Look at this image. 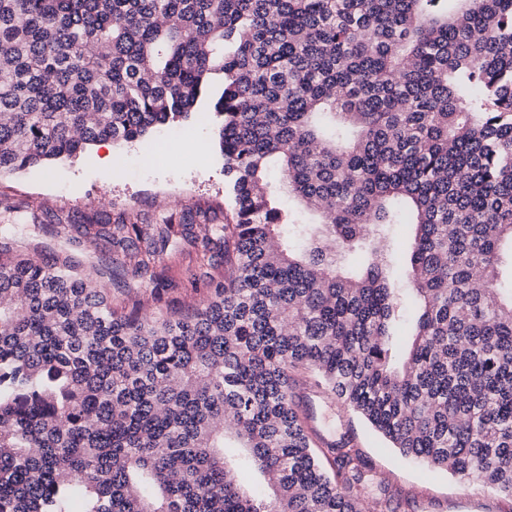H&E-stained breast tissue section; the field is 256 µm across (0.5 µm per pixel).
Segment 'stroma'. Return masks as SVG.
I'll list each match as a JSON object with an SVG mask.
<instances>
[{"instance_id":"stroma-1","label":"stroma","mask_w":512,"mask_h":512,"mask_svg":"<svg viewBox=\"0 0 512 512\" xmlns=\"http://www.w3.org/2000/svg\"><path fill=\"white\" fill-rule=\"evenodd\" d=\"M110 168H103V154ZM233 196L224 176V160L213 122L192 115L181 125L152 134L149 141L103 148L96 144L73 160L56 161L13 174H0V231L14 234L25 253L50 257L71 251L65 238L39 232L42 224H156L168 216L205 213L216 223L233 214ZM74 252V251H71ZM87 274L110 270L112 304L120 310L139 304L161 318L201 305L224 278V258L201 263L195 247L181 244L164 256L154 282L133 276L122 252L105 243L74 252ZM298 411L309 431L333 439L348 437L367 461L377 485L364 496L374 501L378 485L395 490L393 512H505L508 498L465 487L445 470H430L401 456L356 414L338 420L325 390L303 371L293 375Z\"/></svg>"}]
</instances>
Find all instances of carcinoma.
I'll return each mask as SVG.
<instances>
[{"label": "carcinoma", "instance_id": "cac0c4a2", "mask_svg": "<svg viewBox=\"0 0 512 512\" xmlns=\"http://www.w3.org/2000/svg\"><path fill=\"white\" fill-rule=\"evenodd\" d=\"M200 110L231 222L41 228L134 246L151 280L185 240L222 249L204 305L147 321L0 240V512H363L367 465L339 442L324 471L298 370L512 498V0H0V173Z\"/></svg>", "mask_w": 512, "mask_h": 512}]
</instances>
